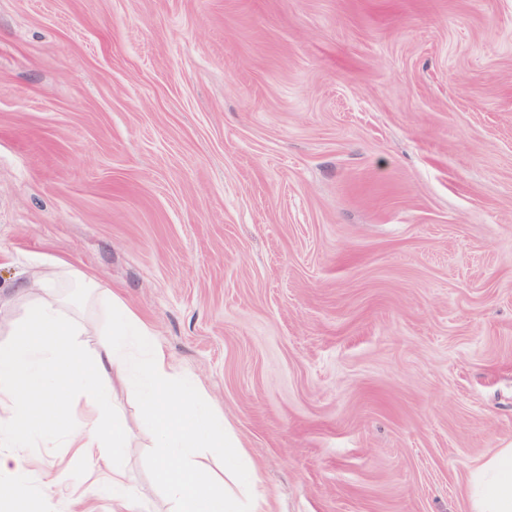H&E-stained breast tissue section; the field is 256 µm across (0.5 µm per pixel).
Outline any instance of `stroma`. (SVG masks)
Instances as JSON below:
<instances>
[{"label":"stroma","instance_id":"35a3bbf8","mask_svg":"<svg viewBox=\"0 0 512 512\" xmlns=\"http://www.w3.org/2000/svg\"><path fill=\"white\" fill-rule=\"evenodd\" d=\"M58 260L197 380L277 512H469L512 445V0H0V284ZM28 453L37 512H79L70 449Z\"/></svg>","mask_w":512,"mask_h":512}]
</instances>
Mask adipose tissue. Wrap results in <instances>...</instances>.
Instances as JSON below:
<instances>
[{
	"label": "adipose tissue",
	"mask_w": 512,
	"mask_h": 512,
	"mask_svg": "<svg viewBox=\"0 0 512 512\" xmlns=\"http://www.w3.org/2000/svg\"><path fill=\"white\" fill-rule=\"evenodd\" d=\"M65 288L107 299L112 310L108 337L95 356L81 343L87 319L61 308ZM8 291L21 309L8 323V339L0 340V505L6 512H33L32 503L46 493L26 454L39 437L63 440L77 458L91 462L94 481L85 501L103 481L112 489V512H140L125 476L126 428L112 400L116 380L133 392L152 425L157 477L174 512H275L272 498L259 489L257 469H242L248 453L226 431L223 417L194 381L177 375L149 328L111 291L59 263L31 283L9 284ZM75 390L87 398L79 419L68 399ZM196 448L222 452L225 473L244 495L215 489L190 459ZM175 456L182 463L173 468L168 461ZM468 491L470 512H512V448L478 460Z\"/></svg>",
	"instance_id": "1"
}]
</instances>
